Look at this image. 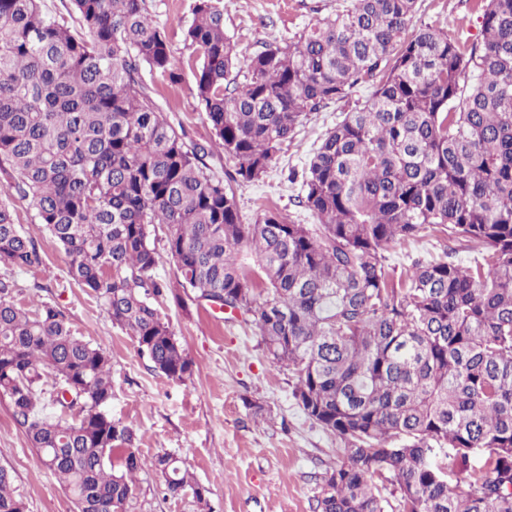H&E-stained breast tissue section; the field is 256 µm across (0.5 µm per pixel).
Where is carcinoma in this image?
Instances as JSON below:
<instances>
[{"label":"carcinoma","mask_w":512,"mask_h":512,"mask_svg":"<svg viewBox=\"0 0 512 512\" xmlns=\"http://www.w3.org/2000/svg\"><path fill=\"white\" fill-rule=\"evenodd\" d=\"M71 2L57 19L41 0H0V173L32 201L71 278L172 381L192 363L160 300L251 314L298 405L345 444L313 512H386L369 480L385 473L398 512H512V0H479L478 46L453 27L408 31L417 0H349L243 59L222 0H194L184 41L198 102L242 182L267 172L308 113L372 87L304 172L315 224L274 211L243 223L205 149L156 110L141 68L173 80L177 60L146 0ZM156 224L173 280L155 276ZM436 228L484 262L385 264L391 243ZM41 264L1 203L0 266ZM16 288L0 275V398L77 512H130L146 467L207 508L208 488L169 453L142 458L112 418L109 353L56 305L17 303ZM11 482L0 468V512H25Z\"/></svg>","instance_id":"obj_1"}]
</instances>
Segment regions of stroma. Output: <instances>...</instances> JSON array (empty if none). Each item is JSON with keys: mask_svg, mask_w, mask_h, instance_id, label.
<instances>
[{"mask_svg": "<svg viewBox=\"0 0 512 512\" xmlns=\"http://www.w3.org/2000/svg\"><path fill=\"white\" fill-rule=\"evenodd\" d=\"M343 0H223L224 31L239 55L249 56L272 39L301 34L316 20L335 13ZM194 0H148L155 22L164 27L178 61L169 80L142 69V85L151 100L187 144L209 146L213 134L196 95L192 51L183 30L193 18ZM477 0H418L410 29L445 27L463 22L468 43L482 40V12ZM370 91L357 87L350 99L309 113L294 140L284 147L261 178L234 184L243 223H254L274 210L298 224L314 217L300 202L302 172L325 134ZM18 218L21 231L33 238L43 257L41 266L13 271L19 299L50 302L65 314L72 330L103 346L111 356L110 412L135 432L144 458L170 453L209 490V512H312L320 478L342 454V441L314 424L292 396L293 375L276 367L261 347L256 324L239 310L210 304L182 308L160 304L163 318L192 363L185 382L168 380L139 354L131 336L116 326L103 303L86 293L68 275L69 259L42 225L33 223L30 199L8 190L0 175V202ZM389 267L402 269L412 260L453 259L463 265L481 261L467 242L432 233L391 244ZM263 405L266 419L253 414ZM0 467L13 476L26 512H76L70 495L39 462L26 434L12 420L0 398ZM132 512H200L192 493L166 494L149 469L137 477Z\"/></svg>", "mask_w": 512, "mask_h": 512, "instance_id": "1", "label": "stroma"}]
</instances>
